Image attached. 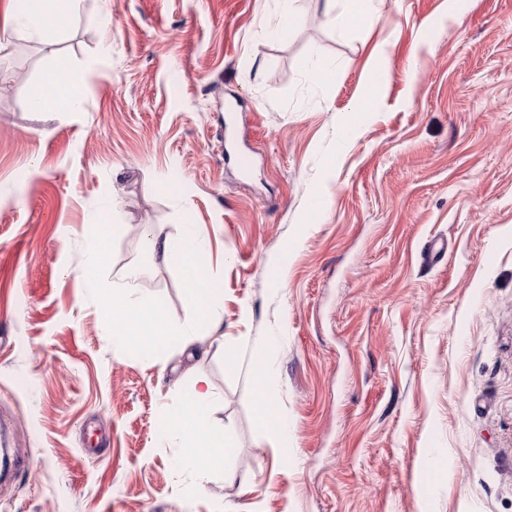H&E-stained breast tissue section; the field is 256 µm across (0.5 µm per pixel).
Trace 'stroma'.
I'll return each mask as SVG.
<instances>
[{"mask_svg": "<svg viewBox=\"0 0 512 512\" xmlns=\"http://www.w3.org/2000/svg\"><path fill=\"white\" fill-rule=\"evenodd\" d=\"M293 8L82 0L52 49L0 48V512H512V0ZM57 65L81 111L30 108ZM188 224L218 339L150 251ZM134 267L190 350L105 336ZM199 374L235 448L202 478L163 429ZM343 1L344 11L341 16L343 22L360 24L363 26L371 25L374 21V0H336ZM335 0H326L327 5L336 3ZM105 258V249L102 246H97L86 253L82 262L76 267V277L86 288H92L95 286L93 273L102 267Z\"/></svg>", "mask_w": 512, "mask_h": 512, "instance_id": "35a3bbf8", "label": "stroma"}]
</instances>
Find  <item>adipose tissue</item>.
Listing matches in <instances>:
<instances>
[{"label":"adipose tissue","instance_id":"1","mask_svg":"<svg viewBox=\"0 0 512 512\" xmlns=\"http://www.w3.org/2000/svg\"><path fill=\"white\" fill-rule=\"evenodd\" d=\"M82 77L73 69L55 67L32 89L35 110L40 112H78L83 105ZM104 328L116 344L154 355L170 343L189 345L191 328L169 320L155 304H143L132 296L131 288L113 287L103 298ZM210 394L205 377H198L185 394L178 412L166 416L164 427L173 433L182 448L176 464L184 470L202 474L223 468L232 452L223 432L210 427L204 417Z\"/></svg>","mask_w":512,"mask_h":512}]
</instances>
